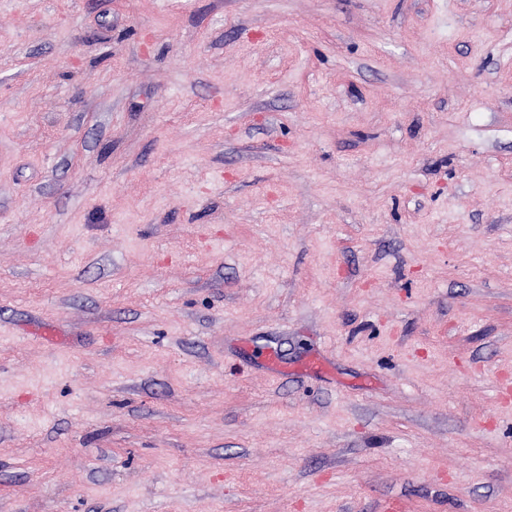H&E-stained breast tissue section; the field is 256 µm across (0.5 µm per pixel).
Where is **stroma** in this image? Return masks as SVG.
Here are the masks:
<instances>
[{
    "mask_svg": "<svg viewBox=\"0 0 512 512\" xmlns=\"http://www.w3.org/2000/svg\"><path fill=\"white\" fill-rule=\"evenodd\" d=\"M507 385L512 0H0V512H512Z\"/></svg>",
    "mask_w": 512,
    "mask_h": 512,
    "instance_id": "obj_1",
    "label": "stroma"
}]
</instances>
